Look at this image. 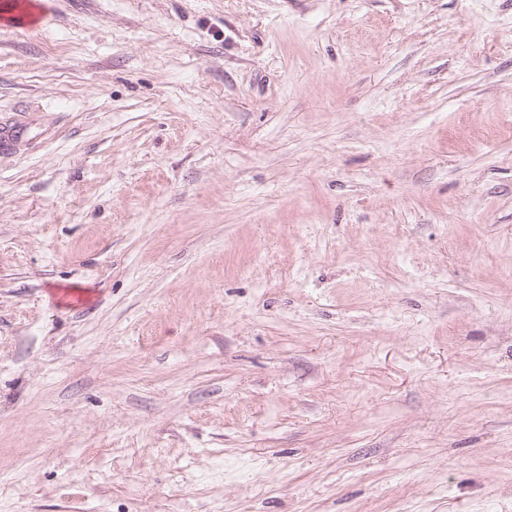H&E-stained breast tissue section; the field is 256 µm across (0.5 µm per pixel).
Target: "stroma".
Here are the masks:
<instances>
[{
	"mask_svg": "<svg viewBox=\"0 0 512 512\" xmlns=\"http://www.w3.org/2000/svg\"><path fill=\"white\" fill-rule=\"evenodd\" d=\"M0 0V512H512V0Z\"/></svg>",
	"mask_w": 512,
	"mask_h": 512,
	"instance_id": "obj_1",
	"label": "stroma"
}]
</instances>
